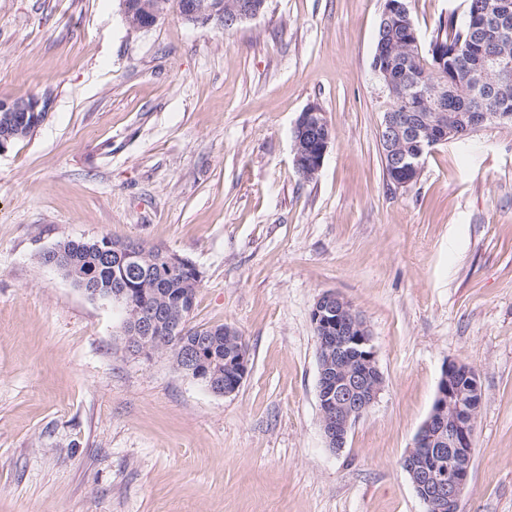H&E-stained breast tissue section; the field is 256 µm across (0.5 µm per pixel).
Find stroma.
Returning a JSON list of instances; mask_svg holds the SVG:
<instances>
[{
    "instance_id": "35a3bbf8",
    "label": "stroma",
    "mask_w": 512,
    "mask_h": 512,
    "mask_svg": "<svg viewBox=\"0 0 512 512\" xmlns=\"http://www.w3.org/2000/svg\"><path fill=\"white\" fill-rule=\"evenodd\" d=\"M384 0H268L225 30L176 6L133 32L118 0H0V100L49 96L0 153V512H424L401 460L446 360L483 393L460 512H512V126L436 146L388 185L372 69ZM423 42L464 0H407ZM332 140L299 176L293 127ZM104 234L191 260L193 325L249 372L218 396L41 253ZM366 320L384 385L327 448L316 299ZM298 133H301L299 137ZM331 138L321 108L312 105L301 112L293 128L294 165L298 172L311 179L320 171Z\"/></svg>"
}]
</instances>
